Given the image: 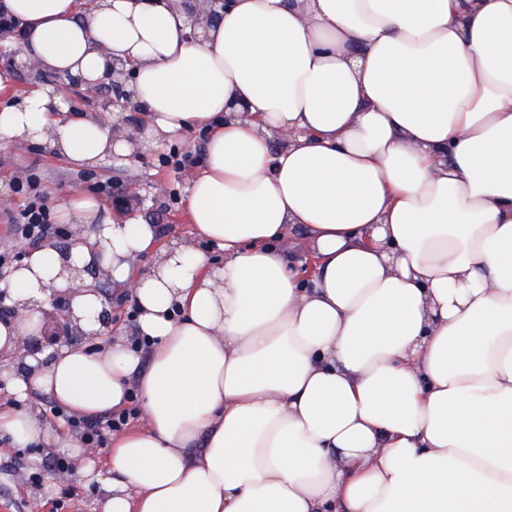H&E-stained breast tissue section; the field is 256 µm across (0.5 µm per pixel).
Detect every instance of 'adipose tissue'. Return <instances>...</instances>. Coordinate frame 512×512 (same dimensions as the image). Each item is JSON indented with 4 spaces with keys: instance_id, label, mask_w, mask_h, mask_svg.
Instances as JSON below:
<instances>
[{
    "instance_id": "adipose-tissue-1",
    "label": "adipose tissue",
    "mask_w": 512,
    "mask_h": 512,
    "mask_svg": "<svg viewBox=\"0 0 512 512\" xmlns=\"http://www.w3.org/2000/svg\"><path fill=\"white\" fill-rule=\"evenodd\" d=\"M0 8L22 61L146 116L72 117L38 86L0 105L1 143L94 166L209 130L186 202L205 248L78 193L80 244L0 281V436L80 460L96 512H512V0ZM297 227L305 280L280 247ZM100 270L133 286L145 351L99 333ZM56 293L97 339L20 356ZM133 386L142 420L102 468L32 407L96 416Z\"/></svg>"
}]
</instances>
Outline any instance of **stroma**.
<instances>
[{"label":"stroma","mask_w":512,"mask_h":512,"mask_svg":"<svg viewBox=\"0 0 512 512\" xmlns=\"http://www.w3.org/2000/svg\"><path fill=\"white\" fill-rule=\"evenodd\" d=\"M18 45L0 43V70L13 72L12 95L18 96L50 82L45 75L18 66ZM205 136L200 129L159 141L156 145L128 158H108L92 168L75 165L55 156L47 147L20 144L0 147V251L13 250L16 241L8 230L9 214L18 212L25 196L18 190L30 174H37L40 188L50 209L58 207L76 192H88L92 181L112 179L113 183L136 195L138 214L157 224L162 245L192 240V227L185 217L186 188L189 171H175L160 166V154L176 147L201 157ZM176 197H169V190ZM58 450L52 448H15L0 444V512H54L62 489L73 493L66 512H92L102 489L77 478L67 483L53 479V460Z\"/></svg>","instance_id":"1"}]
</instances>
